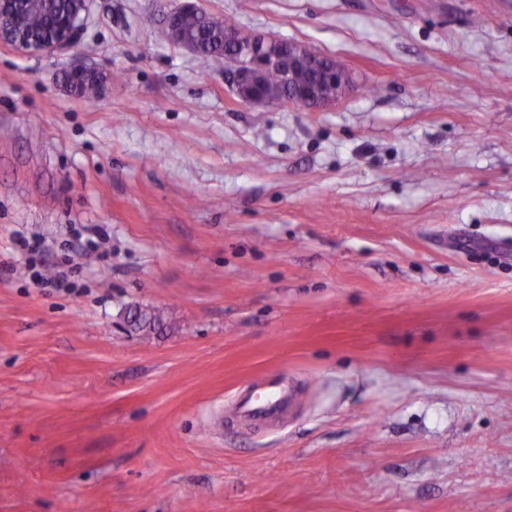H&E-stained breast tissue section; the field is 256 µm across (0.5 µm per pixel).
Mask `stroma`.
Returning a JSON list of instances; mask_svg holds the SVG:
<instances>
[{"label": "stroma", "mask_w": 512, "mask_h": 512, "mask_svg": "<svg viewBox=\"0 0 512 512\" xmlns=\"http://www.w3.org/2000/svg\"><path fill=\"white\" fill-rule=\"evenodd\" d=\"M183 2L0 44V512H512V0H194L341 60L318 110L159 39ZM273 372L288 419L217 428Z\"/></svg>", "instance_id": "obj_1"}]
</instances>
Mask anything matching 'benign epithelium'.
<instances>
[{
    "label": "benign epithelium",
    "mask_w": 512,
    "mask_h": 512,
    "mask_svg": "<svg viewBox=\"0 0 512 512\" xmlns=\"http://www.w3.org/2000/svg\"><path fill=\"white\" fill-rule=\"evenodd\" d=\"M71 13L61 19L44 37L28 34L14 22L15 0H0V41L27 55H54L76 47L84 30L88 0H71ZM230 49L224 58V79L236 97L245 104L307 106L312 91L298 89L284 97L266 91L259 77L288 63V69L322 60L320 54L297 42H285L274 35H256L240 27L230 31ZM320 80L335 86V93L322 101L321 107L335 104L351 85L352 77L340 61L323 69Z\"/></svg>",
    "instance_id": "obj_1"
}]
</instances>
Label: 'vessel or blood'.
<instances>
[{
	"label": "vessel or blood",
	"instance_id": "1",
	"mask_svg": "<svg viewBox=\"0 0 512 512\" xmlns=\"http://www.w3.org/2000/svg\"><path fill=\"white\" fill-rule=\"evenodd\" d=\"M295 401V395L281 381L272 375L249 392L236 399L233 404L234 416L254 424H278L285 418Z\"/></svg>",
	"mask_w": 512,
	"mask_h": 512
}]
</instances>
